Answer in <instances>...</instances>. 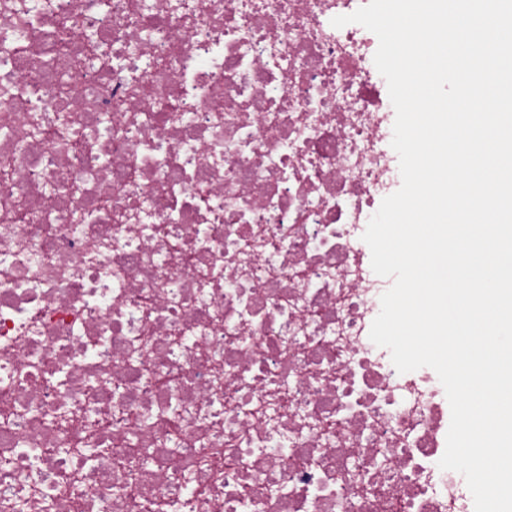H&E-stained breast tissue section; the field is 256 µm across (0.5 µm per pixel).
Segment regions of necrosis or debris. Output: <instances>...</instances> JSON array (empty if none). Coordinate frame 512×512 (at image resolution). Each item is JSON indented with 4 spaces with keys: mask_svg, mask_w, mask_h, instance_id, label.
I'll use <instances>...</instances> for the list:
<instances>
[{
    "mask_svg": "<svg viewBox=\"0 0 512 512\" xmlns=\"http://www.w3.org/2000/svg\"><path fill=\"white\" fill-rule=\"evenodd\" d=\"M368 2L0 0V512H474L369 336Z\"/></svg>",
    "mask_w": 512,
    "mask_h": 512,
    "instance_id": "4bbe7bcc",
    "label": "necrosis or debris"
}]
</instances>
